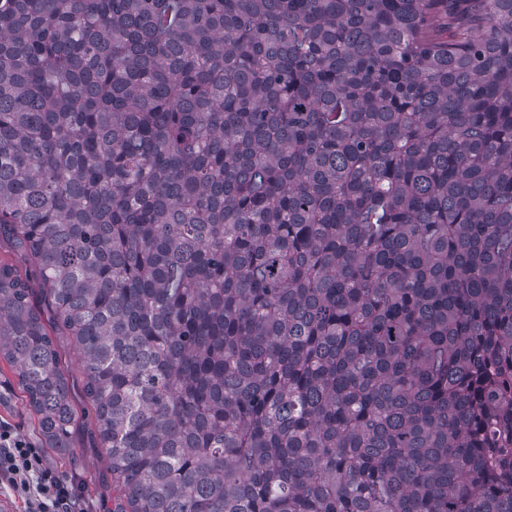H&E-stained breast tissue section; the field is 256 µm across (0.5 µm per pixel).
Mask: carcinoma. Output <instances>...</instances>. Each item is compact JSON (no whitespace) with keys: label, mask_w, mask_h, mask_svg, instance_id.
Here are the masks:
<instances>
[{"label":"carcinoma","mask_w":512,"mask_h":512,"mask_svg":"<svg viewBox=\"0 0 512 512\" xmlns=\"http://www.w3.org/2000/svg\"><path fill=\"white\" fill-rule=\"evenodd\" d=\"M0 235L118 512H512V0H0ZM58 351L62 358L64 371L74 395L75 404L81 408L86 404L83 386L84 379L79 368L78 357L71 336H56Z\"/></svg>","instance_id":"carcinoma-1"}]
</instances>
